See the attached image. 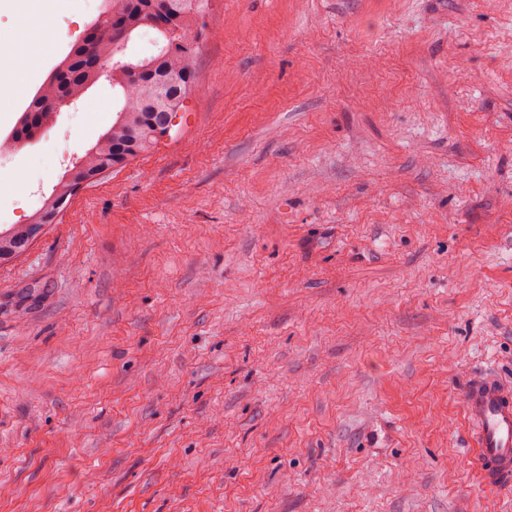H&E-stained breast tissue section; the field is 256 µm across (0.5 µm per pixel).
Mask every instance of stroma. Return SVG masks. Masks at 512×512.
<instances>
[{
	"label": "stroma",
	"instance_id": "35a3bbf8",
	"mask_svg": "<svg viewBox=\"0 0 512 512\" xmlns=\"http://www.w3.org/2000/svg\"><path fill=\"white\" fill-rule=\"evenodd\" d=\"M0 60V138L93 20ZM512 0H211L168 137L0 266V512H512L462 391L512 387ZM0 158L25 223L105 131Z\"/></svg>",
	"mask_w": 512,
	"mask_h": 512
}]
</instances>
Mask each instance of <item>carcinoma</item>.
Wrapping results in <instances>:
<instances>
[{"label":"carcinoma","instance_id":"carcinoma-1","mask_svg":"<svg viewBox=\"0 0 512 512\" xmlns=\"http://www.w3.org/2000/svg\"><path fill=\"white\" fill-rule=\"evenodd\" d=\"M210 0H105L108 14L97 28H87L81 41L48 73L21 112L12 134L26 142L43 127L50 109L61 101L74 104L102 77L118 98L116 118L84 155L71 163L52 193L25 224L0 230V266L10 264L31 245L32 232L54 224L65 204L84 187L121 169L151 150L168 134L164 116L175 118L196 84L191 60L199 50L203 18ZM149 27L162 38L157 53L124 54L132 34Z\"/></svg>","mask_w":512,"mask_h":512}]
</instances>
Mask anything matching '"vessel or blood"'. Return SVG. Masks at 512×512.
<instances>
[{
    "label": "vessel or blood",
    "mask_w": 512,
    "mask_h": 512,
    "mask_svg": "<svg viewBox=\"0 0 512 512\" xmlns=\"http://www.w3.org/2000/svg\"><path fill=\"white\" fill-rule=\"evenodd\" d=\"M464 408L481 485L489 490L511 485L512 388L495 377L476 375L464 393Z\"/></svg>",
    "instance_id": "obj_1"
}]
</instances>
